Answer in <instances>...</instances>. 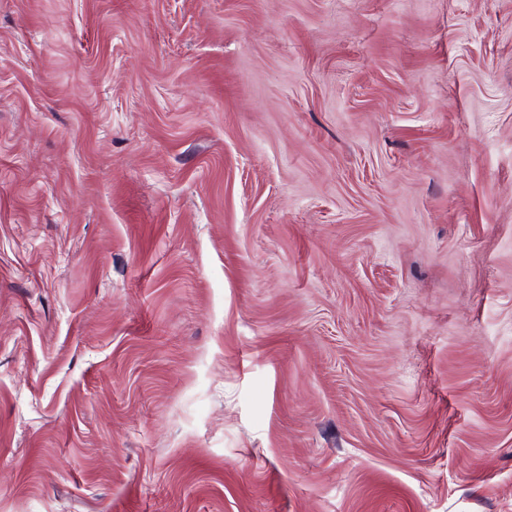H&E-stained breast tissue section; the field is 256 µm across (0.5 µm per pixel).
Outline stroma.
Instances as JSON below:
<instances>
[{
	"label": "stroma",
	"instance_id": "1",
	"mask_svg": "<svg viewBox=\"0 0 512 512\" xmlns=\"http://www.w3.org/2000/svg\"><path fill=\"white\" fill-rule=\"evenodd\" d=\"M0 512H512V0H0Z\"/></svg>",
	"mask_w": 512,
	"mask_h": 512
}]
</instances>
